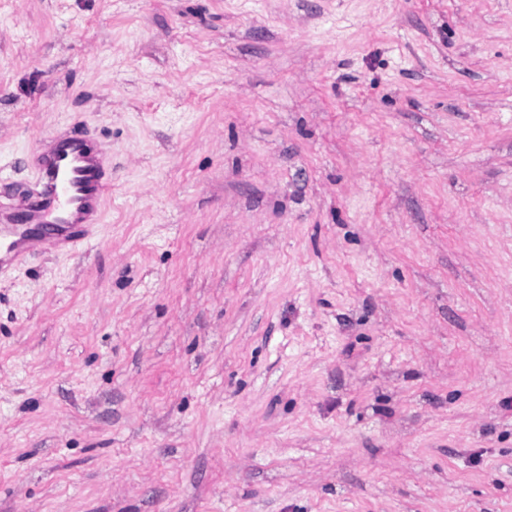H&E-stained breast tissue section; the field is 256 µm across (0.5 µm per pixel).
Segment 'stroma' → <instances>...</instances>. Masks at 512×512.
I'll return each instance as SVG.
<instances>
[{
    "instance_id": "obj_1",
    "label": "stroma",
    "mask_w": 512,
    "mask_h": 512,
    "mask_svg": "<svg viewBox=\"0 0 512 512\" xmlns=\"http://www.w3.org/2000/svg\"><path fill=\"white\" fill-rule=\"evenodd\" d=\"M0 512H512V0H0ZM37 176L29 184V205L24 218L15 217L9 202L0 203V237L10 239L0 268L13 264L27 240L24 224H51L68 244L76 246L88 238L81 224L106 196L108 188L95 154L78 135L58 141L49 151L39 152Z\"/></svg>"
}]
</instances>
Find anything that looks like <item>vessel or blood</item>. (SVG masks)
I'll return each mask as SVG.
<instances>
[{"mask_svg": "<svg viewBox=\"0 0 512 512\" xmlns=\"http://www.w3.org/2000/svg\"><path fill=\"white\" fill-rule=\"evenodd\" d=\"M37 158V176L29 184V205L23 218H16L10 203H0V237L6 238L0 267L13 264L28 240L30 224H49L68 244L78 245L88 237L82 222L85 209L102 201L108 188L100 163L80 136L58 141Z\"/></svg>", "mask_w": 512, "mask_h": 512, "instance_id": "obj_1", "label": "vessel or blood"}]
</instances>
